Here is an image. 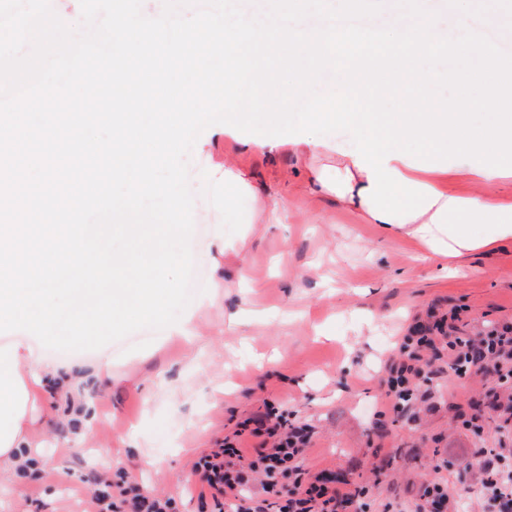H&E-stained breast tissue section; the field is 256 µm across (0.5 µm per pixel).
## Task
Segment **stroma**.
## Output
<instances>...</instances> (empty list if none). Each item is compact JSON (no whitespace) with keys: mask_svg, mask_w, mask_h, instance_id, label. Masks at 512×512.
Masks as SVG:
<instances>
[{"mask_svg":"<svg viewBox=\"0 0 512 512\" xmlns=\"http://www.w3.org/2000/svg\"><path fill=\"white\" fill-rule=\"evenodd\" d=\"M450 36L481 25L490 0L463 12L455 0H424ZM246 170L260 194L289 204L284 224H257L240 198L224 209V162ZM195 194L191 250L198 286L188 305L198 341L143 329L99 352L45 350L53 364L111 359L80 380L95 401L93 441L79 439L69 399L47 395L28 428L39 445L31 473H0V512H86L100 480L174 498L178 512H217L194 463L240 430L266 404L292 412L312 438L302 465L367 487L366 512H409L418 487L444 480L470 512L477 497L467 465L475 444L464 426L485 402L492 378L456 377L434 361L437 391L409 412H393L387 379L409 327L450 307L465 332L512 322V247L459 262L447 276L420 263L404 237L383 236L351 210L309 192L304 160L291 147L245 148L208 127L188 158ZM111 449L108 457L97 456ZM448 469H441V461Z\"/></svg>","mask_w":512,"mask_h":512,"instance_id":"stroma-1","label":"stroma"}]
</instances>
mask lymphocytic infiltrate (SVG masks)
Wrapping results in <instances>:
<instances>
[{"label":"lymphocytic infiltrate","instance_id":"obj_1","mask_svg":"<svg viewBox=\"0 0 512 512\" xmlns=\"http://www.w3.org/2000/svg\"><path fill=\"white\" fill-rule=\"evenodd\" d=\"M459 315L453 308L412 327L403 339L404 358L390 368L388 396L397 410L412 403L429 382L420 366L429 351L443 356L458 376L493 374L489 410L497 418L498 440L492 448L476 446L475 480L482 500L498 504L499 512H512V324L491 323L479 335L462 336ZM253 434L265 440L254 453L228 439L195 463L209 488L234 499L232 512H364V489L330 486L326 473L312 475L302 468L311 442L307 425L292 423L270 405Z\"/></svg>","mask_w":512,"mask_h":512}]
</instances>
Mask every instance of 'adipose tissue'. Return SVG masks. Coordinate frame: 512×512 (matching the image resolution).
I'll list each match as a JSON object with an SVG mask.
<instances>
[{
  "mask_svg": "<svg viewBox=\"0 0 512 512\" xmlns=\"http://www.w3.org/2000/svg\"><path fill=\"white\" fill-rule=\"evenodd\" d=\"M295 149L307 161L306 186L310 192L356 210L366 223L378 225L385 235L407 237L418 246L421 260L429 266L445 271L449 259L512 245V202L501 196L497 175L465 164L433 171L411 167L404 160H390L391 169L413 183L431 186L440 197L423 215L407 223H386L370 212L361 196L370 180L367 172L356 166L354 157L312 143L296 144ZM462 176L472 184L471 192L457 191L456 183ZM243 195L252 198L259 219L278 224L290 214L285 201L260 195L243 173L225 165V208L234 210ZM476 224L484 225V232H473ZM59 372V366L48 363L38 348L25 341L0 348V464L12 463L22 445L27 444L28 413L45 394V376Z\"/></svg>",
  "mask_w": 512,
  "mask_h": 512,
  "instance_id": "adipose-tissue-1",
  "label": "adipose tissue"
}]
</instances>
